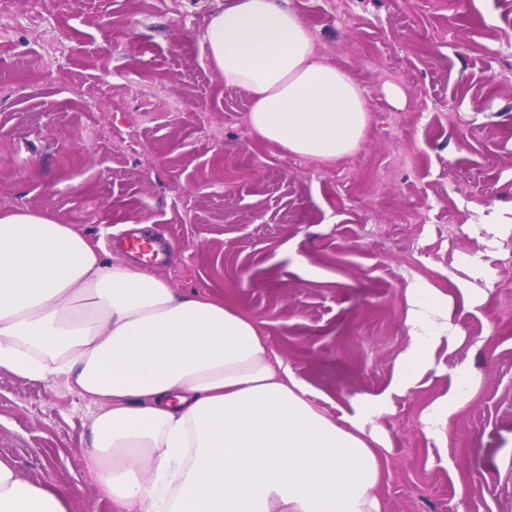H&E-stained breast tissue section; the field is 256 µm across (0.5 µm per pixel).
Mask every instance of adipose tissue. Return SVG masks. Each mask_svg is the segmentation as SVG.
I'll list each match as a JSON object with an SVG mask.
<instances>
[{"mask_svg":"<svg viewBox=\"0 0 512 512\" xmlns=\"http://www.w3.org/2000/svg\"><path fill=\"white\" fill-rule=\"evenodd\" d=\"M204 41L225 83L251 93L248 122L263 139L325 162L361 148L371 121L361 91L318 59L294 11L224 0ZM487 269L483 251L460 258L453 296L410 283L394 389L421 378L441 341L464 342L455 309L486 301L476 282ZM0 371L61 378L97 402L87 466L114 512H384L387 447L366 430L383 398L329 417L231 303L108 262L37 211L0 212ZM475 396V375L457 366L423 413L427 436L446 443L449 419ZM68 502L0 459V512H69Z\"/></svg>","mask_w":512,"mask_h":512,"instance_id":"ef3b65f1","label":"adipose tissue"}]
</instances>
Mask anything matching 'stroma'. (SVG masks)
Here are the masks:
<instances>
[{"instance_id":"35a3bbf8","label":"stroma","mask_w":512,"mask_h":512,"mask_svg":"<svg viewBox=\"0 0 512 512\" xmlns=\"http://www.w3.org/2000/svg\"><path fill=\"white\" fill-rule=\"evenodd\" d=\"M279 2L369 108L336 162L250 131V95L203 44L218 0H0V212L45 213L130 265L126 231L160 239L150 271L251 316L338 418L389 394L411 281L452 292L480 212L512 208V0ZM487 260L486 302L455 311L466 341L366 426L388 448L385 512H512V236ZM461 364L479 388L442 449L422 413ZM95 410L0 372V458L70 512H112L86 465Z\"/></svg>"}]
</instances>
